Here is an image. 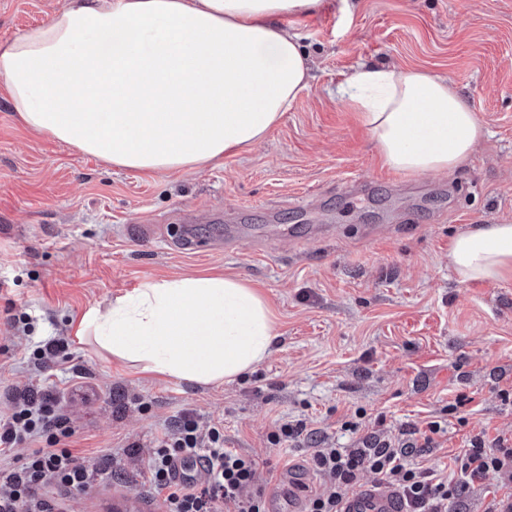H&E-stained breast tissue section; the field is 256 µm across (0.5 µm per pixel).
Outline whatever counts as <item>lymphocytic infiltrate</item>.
Returning <instances> with one entry per match:
<instances>
[{"instance_id": "obj_1", "label": "lymphocytic infiltrate", "mask_w": 512, "mask_h": 512, "mask_svg": "<svg viewBox=\"0 0 512 512\" xmlns=\"http://www.w3.org/2000/svg\"><path fill=\"white\" fill-rule=\"evenodd\" d=\"M10 413L0 420V450L10 451L27 442L31 451L20 465L0 466V512H59L58 504L41 495L45 485L70 491L86 490L95 472L78 461L64 442L72 435L60 414L53 393H20L10 398ZM346 431L360 434L355 448H317L310 455L313 470L322 476L311 495L307 512H342L348 489L364 475L398 492L405 512H461L470 488L481 485L490 497L485 512H512V443L505 438L487 441L484 434L470 437L468 446L453 459L448 476L410 463L415 447L396 444L376 433H362L361 422L346 421ZM197 464L200 477H176L177 463ZM258 460L224 446V426L202 425L192 411L180 413L168 431L153 441L148 459L149 481L165 492L168 512H266L258 489ZM499 484H489L490 475Z\"/></svg>"}]
</instances>
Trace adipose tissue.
I'll return each instance as SVG.
<instances>
[{"instance_id":"obj_1","label":"adipose tissue","mask_w":512,"mask_h":512,"mask_svg":"<svg viewBox=\"0 0 512 512\" xmlns=\"http://www.w3.org/2000/svg\"><path fill=\"white\" fill-rule=\"evenodd\" d=\"M321 0H68L0 44V83L30 129L139 173L205 167L263 142L310 81L288 15ZM385 166L451 171L484 128L447 80L363 64L336 88ZM462 282L512 280V222L461 231ZM142 371L197 386L231 381L271 352L262 294L221 275L150 279L91 310L76 330Z\"/></svg>"}]
</instances>
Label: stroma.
Segmentation results:
<instances>
[{
    "label": "stroma",
    "instance_id": "obj_1",
    "mask_svg": "<svg viewBox=\"0 0 512 512\" xmlns=\"http://www.w3.org/2000/svg\"><path fill=\"white\" fill-rule=\"evenodd\" d=\"M63 2L0 0V42ZM284 24L309 57V87L261 145L202 169L107 165L24 126L0 87V417L13 393L60 397L68 444L97 471L83 492L46 487L62 512H167L146 463L184 410L223 422L225 447L260 461L265 492L303 504L321 482L314 440L357 447L343 424L359 414L401 443L440 421L412 461L445 471L470 436H512V282L461 283L448 264L460 230L512 222V0H323ZM363 63L448 79L486 130L471 157L438 175L383 165L336 97ZM191 210L201 247L173 251L167 230ZM230 225L244 237L225 241ZM193 275L261 290L277 338L254 371L194 387L76 338L113 297ZM51 336L69 347L37 369ZM296 420L306 436L268 441Z\"/></svg>",
    "mask_w": 512,
    "mask_h": 512
}]
</instances>
